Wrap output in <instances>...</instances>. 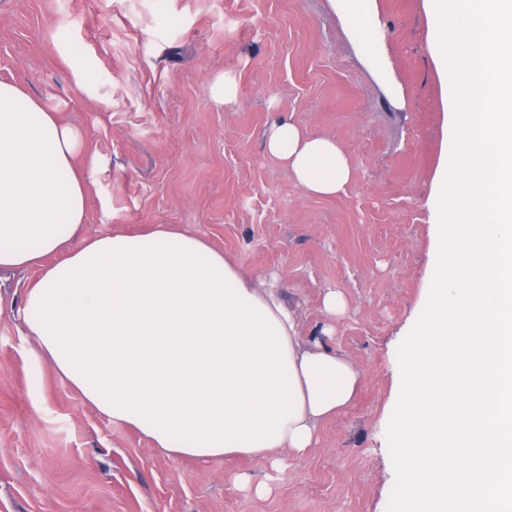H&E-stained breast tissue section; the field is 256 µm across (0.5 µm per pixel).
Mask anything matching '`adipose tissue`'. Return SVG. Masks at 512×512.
Wrapping results in <instances>:
<instances>
[{
	"instance_id": "1",
	"label": "adipose tissue",
	"mask_w": 512,
	"mask_h": 512,
	"mask_svg": "<svg viewBox=\"0 0 512 512\" xmlns=\"http://www.w3.org/2000/svg\"><path fill=\"white\" fill-rule=\"evenodd\" d=\"M266 153L309 198L346 191L335 139L274 121ZM84 139L0 81V270H32L20 308L47 363L113 422L174 456L304 453L353 400L359 376L298 333L276 287L203 238L158 224L71 241L86 220Z\"/></svg>"
}]
</instances>
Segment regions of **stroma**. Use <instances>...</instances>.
Instances as JSON below:
<instances>
[{
  "mask_svg": "<svg viewBox=\"0 0 512 512\" xmlns=\"http://www.w3.org/2000/svg\"><path fill=\"white\" fill-rule=\"evenodd\" d=\"M376 4L355 27L339 0H0V80L95 159L82 236L171 224L256 281L277 274L300 336L334 325L359 376L304 455L169 456L35 363L16 310L0 308V512H386L397 349L432 288L428 201L453 114L423 0ZM226 76L230 103L210 91ZM282 117L336 139L355 169L346 193L305 197L266 154ZM331 289L347 302L337 319Z\"/></svg>",
  "mask_w": 512,
  "mask_h": 512,
  "instance_id": "1",
  "label": "stroma"
}]
</instances>
